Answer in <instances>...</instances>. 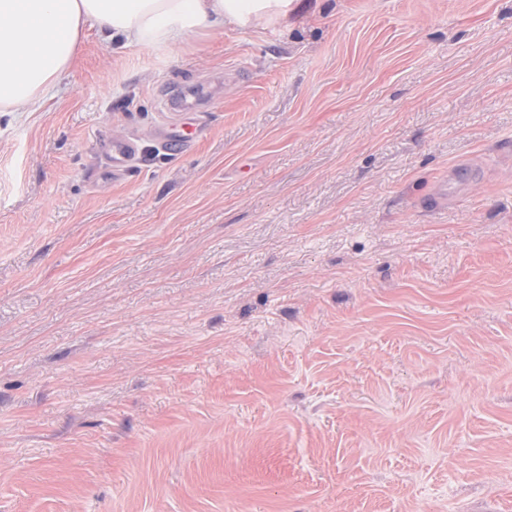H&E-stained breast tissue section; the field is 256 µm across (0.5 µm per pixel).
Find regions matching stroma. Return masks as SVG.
<instances>
[{
  "mask_svg": "<svg viewBox=\"0 0 512 512\" xmlns=\"http://www.w3.org/2000/svg\"><path fill=\"white\" fill-rule=\"evenodd\" d=\"M0 512H512V0L93 26L0 112ZM161 145L169 152L181 153L185 151L191 144L193 133L190 127L182 126L181 128H163L158 133ZM104 160L108 168L113 171H124L127 169L135 156V145L127 138H112V141L105 144Z\"/></svg>",
  "mask_w": 512,
  "mask_h": 512,
  "instance_id": "obj_1",
  "label": "stroma"
}]
</instances>
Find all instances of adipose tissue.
<instances>
[{
	"instance_id": "ef3b65f1",
	"label": "adipose tissue",
	"mask_w": 512,
	"mask_h": 512,
	"mask_svg": "<svg viewBox=\"0 0 512 512\" xmlns=\"http://www.w3.org/2000/svg\"><path fill=\"white\" fill-rule=\"evenodd\" d=\"M303 0H0V112L40 111L68 77L82 31L169 50L202 31L287 21Z\"/></svg>"
}]
</instances>
